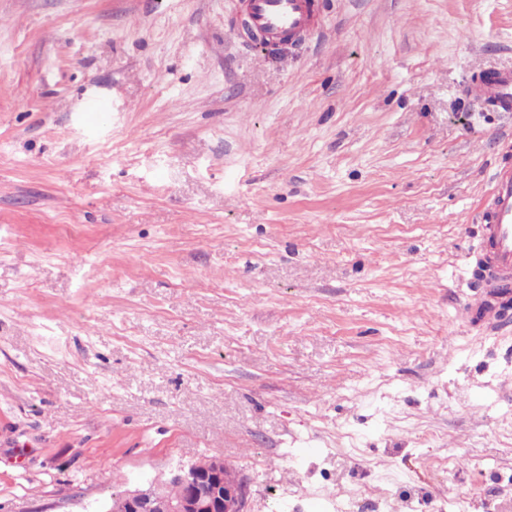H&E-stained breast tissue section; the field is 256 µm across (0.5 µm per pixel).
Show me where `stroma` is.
I'll return each mask as SVG.
<instances>
[{"label": "stroma", "mask_w": 512, "mask_h": 512, "mask_svg": "<svg viewBox=\"0 0 512 512\" xmlns=\"http://www.w3.org/2000/svg\"><path fill=\"white\" fill-rule=\"evenodd\" d=\"M314 3L268 53L246 0H0V512L207 457L249 512H512V112L460 94L512 0ZM479 219L485 239L481 259L486 268L484 288L507 297L502 292L512 284V167L495 170Z\"/></svg>", "instance_id": "stroma-1"}]
</instances>
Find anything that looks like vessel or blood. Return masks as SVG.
<instances>
[{"label":"vessel or blood","instance_id":"vessel-or-blood-1","mask_svg":"<svg viewBox=\"0 0 512 512\" xmlns=\"http://www.w3.org/2000/svg\"><path fill=\"white\" fill-rule=\"evenodd\" d=\"M313 12L312 0H249L247 24L270 42L286 33L299 36L310 31ZM465 90L474 101L499 112H512V69L471 77ZM479 219L485 239V285L493 297L481 299L478 306L491 322L497 318L495 296L512 286V167L495 170Z\"/></svg>","mask_w":512,"mask_h":512}]
</instances>
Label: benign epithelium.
Wrapping results in <instances>:
<instances>
[{
    "label": "benign epithelium",
    "mask_w": 512,
    "mask_h": 512,
    "mask_svg": "<svg viewBox=\"0 0 512 512\" xmlns=\"http://www.w3.org/2000/svg\"><path fill=\"white\" fill-rule=\"evenodd\" d=\"M227 464L208 458L170 470L167 482L182 489V496L168 500L157 493L159 482L123 492L126 512H248L249 483L240 477L224 479Z\"/></svg>",
    "instance_id": "7a95c632"
}]
</instances>
